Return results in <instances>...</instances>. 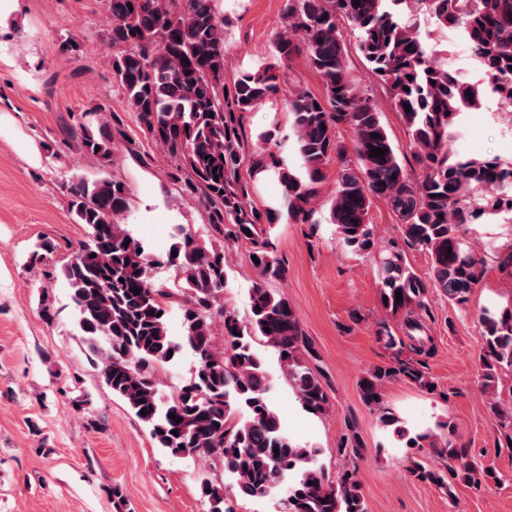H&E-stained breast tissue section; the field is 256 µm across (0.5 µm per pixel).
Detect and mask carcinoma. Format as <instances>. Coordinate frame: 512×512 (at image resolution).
<instances>
[{
  "label": "carcinoma",
  "mask_w": 512,
  "mask_h": 512,
  "mask_svg": "<svg viewBox=\"0 0 512 512\" xmlns=\"http://www.w3.org/2000/svg\"><path fill=\"white\" fill-rule=\"evenodd\" d=\"M108 2V41L117 49L112 77L139 124L174 162L169 179L181 192L201 198L214 240L249 244V256L259 263L252 264L256 279L250 288L249 318L242 321L224 303V249L207 247L180 227L167 263L180 271L182 285L169 290L151 278L159 260L116 221L129 207L126 185L109 177L68 180L71 210L78 223L87 225L89 236L63 274L72 289L79 327L103 359L106 384L149 428L157 447L173 456L220 458L231 475V488L242 497L282 498V512H366L356 470L346 469L331 479L318 462L319 449L301 445L284 432L269 397L264 363L252 347L253 337L260 336L275 349L307 413L320 417L329 412L330 385L308 363L314 349L296 311L286 296L268 288L286 276L275 256L273 229L283 218L290 224L314 223L318 185L336 162L340 167L330 221L345 247L375 258L379 295L388 298L382 303L386 313H413L424 306L432 288L456 305L466 304L482 278L484 261L460 237L459 226L512 215V164L452 153V127L464 110L481 106L490 96L500 106L512 107V0H287L284 24L274 39L275 62L240 74L230 88L224 85L225 20L215 12L213 0ZM342 20L355 34V50L405 122L415 172L402 166L380 112L350 75ZM423 27L460 33L481 80L469 85L459 73L444 68L421 37ZM298 32L303 34L301 46L293 38ZM302 47L324 80L325 94L320 98L297 89L285 97L300 170L267 146L272 133L258 135L264 146L250 159L251 174L273 171L282 187L278 207L259 208L240 174L244 113L282 93V66ZM96 116L97 131L81 126L80 147L107 164L119 126L103 110ZM340 125L356 135L354 166L336 138ZM376 148L385 150L384 158L371 156ZM374 197L385 199L402 220L401 239L385 247L378 245L369 224ZM407 248L429 255L428 278L407 265ZM135 289L140 293H133ZM398 291L400 302L395 299ZM173 304L183 315L179 342L166 327ZM479 322L481 386L489 394L507 448L512 414L502 413L497 389L502 370L512 371V305L483 309ZM218 325L222 348L215 344ZM376 339L390 352L391 363L360 379V399L383 427L421 448L430 433L412 434L400 425L385 405L384 388L404 378L435 389L425 362L404 357L408 349L418 355L422 349L406 344L388 319L377 323ZM183 348L196 359L195 374L167 398L160 393L158 375ZM444 451L452 462L448 474L415 461L411 477L444 489L450 498L451 478L477 491L502 480L495 470L465 460L464 450L449 440ZM336 452L362 457L360 437L354 431L345 434ZM199 491L210 504L208 512H231L223 486L204 478Z\"/></svg>",
  "instance_id": "cac0c4a2"
}]
</instances>
